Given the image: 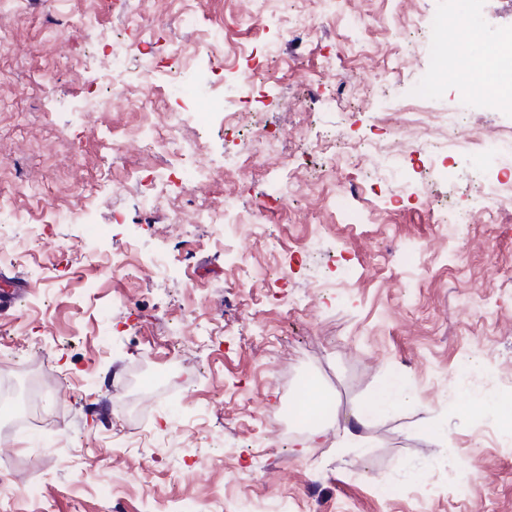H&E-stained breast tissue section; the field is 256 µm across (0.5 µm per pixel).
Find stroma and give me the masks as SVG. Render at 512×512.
Masks as SVG:
<instances>
[{
	"instance_id": "1",
	"label": "stroma",
	"mask_w": 512,
	"mask_h": 512,
	"mask_svg": "<svg viewBox=\"0 0 512 512\" xmlns=\"http://www.w3.org/2000/svg\"><path fill=\"white\" fill-rule=\"evenodd\" d=\"M192 0H0V183H28L24 194L0 201V211L44 225L30 264L0 261V276L24 296L0 314V352L48 351L66 379L45 398L38 426L0 446V470L20 472L35 496L16 488L0 512H167L176 501L206 503L210 512H239L244 500L278 502L287 512H512V449L500 443L503 418L489 411L492 371L512 382V207L486 216L483 157L457 132L483 140L512 136V114L462 97L451 72L435 73L432 36L414 30L416 16L449 7L480 13L481 37L469 59L512 25V0H202L206 27L223 30L229 46L252 52L267 78L261 101L243 123L240 96L225 90L217 67L192 80L202 94L192 112L168 98L166 77L141 73L127 61V84L142 110L112 107L86 113L89 99L111 91L87 58L111 51L132 35L130 13L141 12L150 50L166 57L170 44L194 46L180 20ZM67 23V45L54 35ZM440 91L422 96L425 78ZM223 96V110L211 100ZM169 139L150 149L131 143L112 154L104 141L137 127L167 125ZM270 132L287 138L284 155L263 151ZM235 141L251 156L248 175L224 165ZM198 144L211 164L197 201L230 200L261 231L220 239L200 224L178 243L171 212L192 213L191 201L168 175L180 144ZM365 150L362 166L324 143ZM449 167L447 179L428 174ZM164 177V198L141 204L139 172ZM428 183L433 205L400 199L397 172ZM108 180L111 189L86 206L78 188ZM356 186L339 210L329 199ZM470 218L446 233L435 207ZM86 209L83 224L58 223L60 211ZM110 251L144 263L169 255L172 271L129 276L103 271L92 234ZM277 242L269 250L268 242ZM286 268L284 284L274 272ZM326 282L328 290L311 287ZM224 330L213 346L198 345L197 324ZM191 370L184 385L161 396L151 424L190 420L173 448H116L117 405L139 402L122 377L148 369ZM398 380L397 411L363 429L359 448L336 447L353 408ZM323 389L337 408L334 431L314 447L309 430L282 439L267 418H290L294 392ZM70 433L68 465L43 460V445ZM454 448L453 458L441 453ZM468 480L459 489L457 474ZM395 488L392 497L380 488Z\"/></svg>"
}]
</instances>
